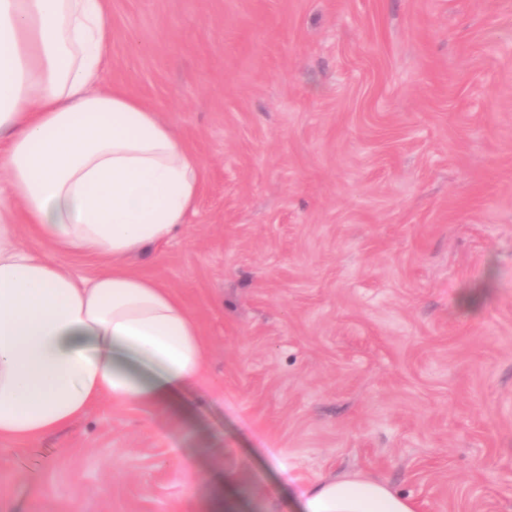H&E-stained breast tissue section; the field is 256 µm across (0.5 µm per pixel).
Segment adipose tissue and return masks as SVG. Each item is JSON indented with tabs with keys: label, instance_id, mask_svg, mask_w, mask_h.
I'll list each match as a JSON object with an SVG mask.
<instances>
[{
	"label": "adipose tissue",
	"instance_id": "1",
	"mask_svg": "<svg viewBox=\"0 0 512 512\" xmlns=\"http://www.w3.org/2000/svg\"><path fill=\"white\" fill-rule=\"evenodd\" d=\"M111 43L105 0H0V442L102 402L167 404L203 372L188 307L122 265L185 231L203 163L138 98L99 90ZM23 225L49 251L23 245ZM54 249L112 268L78 278ZM298 495L302 512H416L370 479Z\"/></svg>",
	"mask_w": 512,
	"mask_h": 512
}]
</instances>
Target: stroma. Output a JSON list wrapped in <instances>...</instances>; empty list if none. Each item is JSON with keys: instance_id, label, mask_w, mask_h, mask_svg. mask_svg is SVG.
<instances>
[{"instance_id": "obj_1", "label": "stroma", "mask_w": 512, "mask_h": 512, "mask_svg": "<svg viewBox=\"0 0 512 512\" xmlns=\"http://www.w3.org/2000/svg\"><path fill=\"white\" fill-rule=\"evenodd\" d=\"M106 22L101 89L203 162L185 234L126 265L190 308L206 369L169 406L0 442V512H299L346 475L512 512V0H108Z\"/></svg>"}]
</instances>
